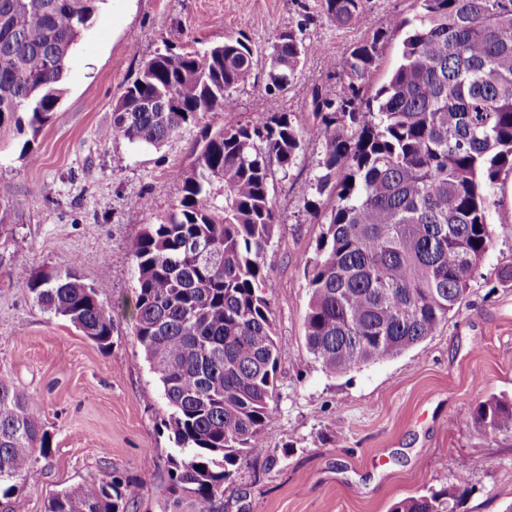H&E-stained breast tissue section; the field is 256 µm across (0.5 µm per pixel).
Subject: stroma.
I'll return each mask as SVG.
<instances>
[{
  "label": "stroma",
  "instance_id": "obj_1",
  "mask_svg": "<svg viewBox=\"0 0 512 512\" xmlns=\"http://www.w3.org/2000/svg\"><path fill=\"white\" fill-rule=\"evenodd\" d=\"M315 0H103L74 50L54 118L31 140L0 134V372L34 398L52 435L46 458L27 478L26 512H46L50 496L97 488L118 471L141 485L132 512H199L173 492L177 447L161 425L163 387L135 338L136 269L130 243L162 219L179 195L202 133L225 116L210 113L160 148L103 138L113 107L156 53L202 51L247 37L254 78L234 94L237 120L287 112L313 122L312 92L334 82V65L365 30L327 19L305 23ZM373 28L385 31L374 85L399 59L390 20L412 0H369ZM304 27L315 50L288 90L266 93L270 46L278 31ZM321 144L306 140L289 173L275 172L281 222L267 254V294L285 347L279 398L265 451L226 484L215 512H389L424 487L449 482L459 458L482 460L459 512H512V447L485 443L468 420L494 394H512V287L498 268L512 260V172L502 171L489 215L493 246L458 314L401 355L330 376L308 352L304 262L324 226L311 220ZM76 270L108 285L116 303L111 343L98 347L64 318L37 305L11 271Z\"/></svg>",
  "mask_w": 512,
  "mask_h": 512
}]
</instances>
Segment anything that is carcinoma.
I'll list each match as a JSON object with an SVG mask.
<instances>
[{
  "instance_id": "1",
  "label": "carcinoma",
  "mask_w": 512,
  "mask_h": 512,
  "mask_svg": "<svg viewBox=\"0 0 512 512\" xmlns=\"http://www.w3.org/2000/svg\"><path fill=\"white\" fill-rule=\"evenodd\" d=\"M100 0H0V131L37 134L63 94L69 58ZM368 0H317L316 13L366 29L335 64L336 85L314 91L313 124L289 115L225 119L181 196L130 248L137 269L136 339L158 376L162 426L178 446L173 490L200 512L224 497L251 457L265 451L284 347L266 296V256L279 217L272 163L289 171L314 137L322 145L307 209L325 225L304 263L308 351L328 375L395 358L458 313L492 247L487 222L499 174L512 171V0H414L400 58L368 97L385 34L371 30ZM316 50L303 27L278 33L266 91L282 92ZM253 52L241 38L203 52L158 53L118 98L104 136L159 147L210 112L232 107L250 84ZM11 279L44 310L101 347L112 338L108 286L74 270L21 268ZM33 400L0 374V497L25 512L29 471L51 435ZM473 434L512 443V395H491L470 415ZM482 462L458 461L451 483L395 503L390 512H458ZM140 484L116 473L99 489L56 493L47 512H127Z\"/></svg>"
}]
</instances>
